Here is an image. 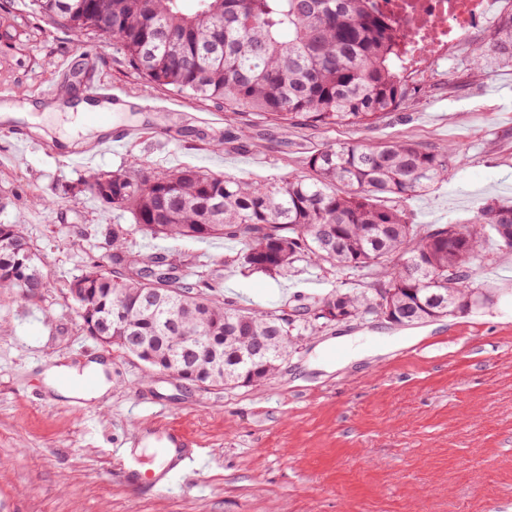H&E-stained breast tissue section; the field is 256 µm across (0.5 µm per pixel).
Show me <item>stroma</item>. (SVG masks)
<instances>
[{
	"instance_id": "35a3bbf8",
	"label": "stroma",
	"mask_w": 512,
	"mask_h": 512,
	"mask_svg": "<svg viewBox=\"0 0 512 512\" xmlns=\"http://www.w3.org/2000/svg\"><path fill=\"white\" fill-rule=\"evenodd\" d=\"M486 36L410 80L417 92L371 128H283L244 123L223 109L149 88L113 41L75 37L37 13L31 0H0V104L63 105L62 61L97 81L123 86L129 102L112 112V132L140 138L88 166L70 163L57 134L21 149L0 121V223L20 224L49 275L42 294L0 298V512H512V250L487 240L470 287L481 307L398 326L370 316L294 337L272 378L237 388L199 387L102 345L80 322L69 293L90 263L108 265L106 227L130 224L86 188L90 174L194 166L243 180L275 182L301 173L328 143L362 139L451 145L459 159L447 180L402 207L410 223L462 224L494 201H512V107L494 96L512 82V64L472 57ZM167 99L175 112L155 110ZM233 143L212 144L224 134ZM135 254H165L209 297L244 310L289 312L311 297L351 287L356 276L296 263L285 275L247 274L240 245L129 237ZM386 338L372 360L326 370L312 365L324 341ZM105 365L101 399H65L46 387L52 366ZM205 449L209 468L152 493L130 482L112 457L160 425Z\"/></svg>"
}]
</instances>
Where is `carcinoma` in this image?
<instances>
[{
  "mask_svg": "<svg viewBox=\"0 0 512 512\" xmlns=\"http://www.w3.org/2000/svg\"><path fill=\"white\" fill-rule=\"evenodd\" d=\"M35 0L38 12L75 34L109 20L124 63L150 85L209 101L237 117L257 116L282 127H370L411 94L393 69L404 37L377 16L370 0ZM492 52L512 63V20L491 45L474 51L475 68ZM453 147L408 140L328 144L304 159L305 174L277 183L242 181L195 167L90 177L88 186L132 227L107 232L111 267L94 263L70 282L89 335L105 336L151 365L169 367L214 387H240L274 376L288 357L292 327L385 316L376 289L414 324L481 304L466 286L489 236L512 249V204H488L467 224H436L421 233L401 203L448 177ZM172 239L228 238L241 245L236 261L252 272L279 275L295 263L329 265L363 276L368 288H338L287 314L256 313L200 293L166 255L127 250L131 231ZM0 231L21 239L0 246V293L15 300L41 294L48 275L18 224ZM129 307L130 319L116 315ZM266 343L264 354L240 361L241 337Z\"/></svg>",
  "mask_w": 512,
  "mask_h": 512,
  "instance_id": "carcinoma-1",
  "label": "carcinoma"
}]
</instances>
